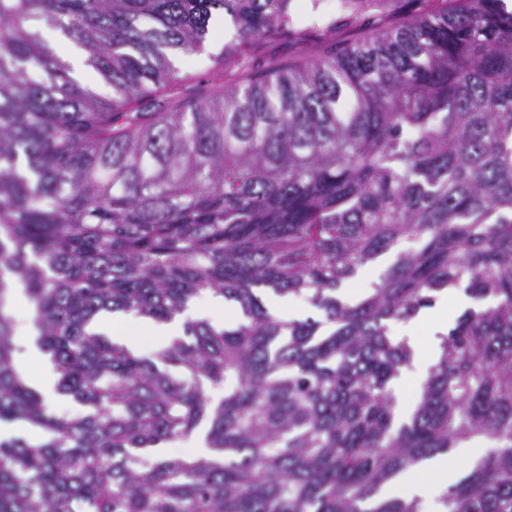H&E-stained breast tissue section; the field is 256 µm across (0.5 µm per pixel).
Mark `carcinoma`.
I'll return each mask as SVG.
<instances>
[{
	"mask_svg": "<svg viewBox=\"0 0 512 512\" xmlns=\"http://www.w3.org/2000/svg\"><path fill=\"white\" fill-rule=\"evenodd\" d=\"M290 2L0 0V424L45 434L0 438V512H419L367 502L478 437L496 450L447 512H512V10L421 0L325 57L256 58L306 38ZM389 3L339 0L358 29ZM214 10L235 33L209 91L178 62L205 51ZM228 64L257 73L228 84ZM404 238L418 247L343 295ZM461 284L488 305L442 336L396 429L413 350L391 324ZM18 287L86 413H50L18 370ZM269 292L319 317L279 319ZM203 293L242 318H187L151 357L90 329L116 311L170 322ZM201 427L205 454H159Z\"/></svg>",
	"mask_w": 512,
	"mask_h": 512,
	"instance_id": "obj_1",
	"label": "carcinoma"
}]
</instances>
